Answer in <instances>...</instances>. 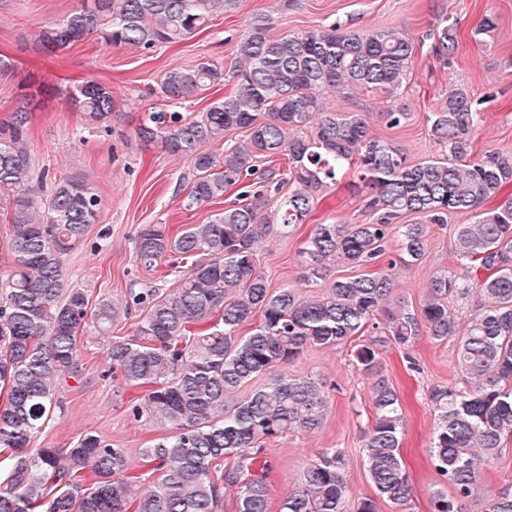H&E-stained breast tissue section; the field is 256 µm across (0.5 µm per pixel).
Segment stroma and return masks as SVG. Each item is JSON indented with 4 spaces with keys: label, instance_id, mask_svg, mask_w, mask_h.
<instances>
[{
    "label": "stroma",
    "instance_id": "35a3bbf8",
    "mask_svg": "<svg viewBox=\"0 0 512 512\" xmlns=\"http://www.w3.org/2000/svg\"><path fill=\"white\" fill-rule=\"evenodd\" d=\"M79 0H0V55L13 61V74L0 77V126L9 123L18 107L22 87L35 81L42 89L29 114L26 141L34 176L84 175L101 199L100 217L84 240L63 259L68 286L84 289L89 300L122 297L132 281L175 283L185 264L165 258L152 269L136 257L133 239L140 225L165 224L171 233L202 222L205 210L181 206L192 174L189 160L173 157L161 146H144L135 134L139 117L166 109L154 90L162 75L173 68L213 61L231 64L240 36L251 16L274 11L275 0H240L205 28L184 40L155 50L105 45L89 35L57 52L42 49L40 32L76 9ZM496 16L497 28L486 43H476L472 30L487 13ZM459 21L458 49L452 67H444L433 49L430 34L439 17ZM345 31L378 26L401 27L417 42L413 70L403 98L411 116L402 127L387 128L378 117L384 98L366 90L349 94L325 93L323 103L332 112L365 113L378 137L399 145L408 162L440 156L427 117L443 104L448 89L464 86L474 99L484 100V120L473 139L474 154L488 150L512 151V0H292L288 11L276 13L273 33H300L330 25ZM94 79L111 86L117 101L111 133H88L81 115L64 92L74 84ZM351 175L324 191L309 224L286 239H274L260 252V261L271 287L294 286L301 293L326 291L324 281L305 280L298 262L300 242L310 224L334 221L367 223L371 214L363 196L350 187ZM470 213L449 215L442 226H432L426 253L417 262L393 269L392 303L418 306L432 275L455 267L454 227L469 224ZM110 237L104 251L94 245L101 230ZM456 340L433 341L420 335L410 348L417 369L401 352L388 347L382 353L385 375L400 392L404 435L401 453L412 485V499L404 510L379 502L378 512H431L430 496L442 479L430 458V442L437 418L427 393L435 385H458ZM350 345L333 348L305 347L299 357L282 366L290 376H308L326 383L329 398L321 428L312 433L291 432L270 442L266 454L273 467L269 475L271 498L280 502L296 490L307 467L322 450L343 453L351 501L374 496V487L362 459V435L371 424L370 382L353 363ZM103 338L82 343L75 374L62 377L56 396L60 402L45 431L34 442L38 448H67L88 432L114 447L125 449L142 483L157 474L139 452L163 436L162 427L133 420L127 412L136 388L117 378L103 377L108 369Z\"/></svg>",
    "mask_w": 512,
    "mask_h": 512
}]
</instances>
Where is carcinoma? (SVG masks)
Here are the masks:
<instances>
[{
	"label": "carcinoma",
	"instance_id": "cac0c4a2",
	"mask_svg": "<svg viewBox=\"0 0 512 512\" xmlns=\"http://www.w3.org/2000/svg\"><path fill=\"white\" fill-rule=\"evenodd\" d=\"M238 0H81L78 10L41 31L43 47L67 48L96 32L110 46L152 50L173 44L210 23ZM458 21L444 16L432 33L437 58L450 64L458 48ZM274 19L255 16L237 43L235 66L214 62L164 73L159 93L180 103L220 82L234 92L202 112H150L136 126L139 141L157 143L191 160V186L182 200L196 210L237 187L234 205L189 224L179 234L164 224L143 225L134 239L146 267L178 255L190 268L172 288L130 287L120 302L89 304L81 288L67 286L63 257L97 223L100 199L81 176L31 186L32 167L24 110L0 128V198L8 201L16 232L8 246L9 270L0 279V448L10 450L0 477V512H224L226 492L235 512H271L266 445L290 431L311 433L324 421L325 385L288 376L277 367L307 346L334 347L368 337L352 356L371 380L374 422L363 437V462L376 496L357 512H378L377 500L407 505L410 486L400 447L399 392L382 374L380 349L407 350L421 332L433 340L458 339L457 368L470 390L435 385L428 398L437 416L431 461L450 491L431 496L432 512H512V485L483 487L480 461L512 441V153L473 156L483 121L482 102L463 87L448 91L429 117L432 136L446 154L407 162L402 149L372 134L361 112H327L320 92L378 91L380 119L390 129L410 116L399 91L412 73L415 43L401 28L363 32L340 26L276 37ZM72 105L92 129L112 130V87L87 79L74 86ZM312 128V135L302 130ZM246 132L238 141L225 137ZM220 143L224 152L202 149ZM288 159V179L262 168ZM346 169L365 189L367 224L310 227L298 256L307 280H324L336 264L364 272L335 279L318 296L273 288L261 268L260 249L273 235L284 239L313 214L319 193ZM474 214L455 230L462 271L443 269L428 282L417 308L393 305L388 269L370 271L393 244L408 262L425 255L433 224L448 215ZM406 214L423 222L399 224ZM477 294L482 307L461 324L449 303ZM134 318V332L112 329ZM108 336L112 373L144 390L129 400L136 421L168 428L141 449L159 478L136 491L124 449L87 433L71 447L35 448L53 416L58 382L73 372L81 335ZM266 381L244 396L252 379ZM224 473L215 477L218 466ZM346 462L333 449L319 453L297 490L278 512H349Z\"/></svg>",
	"mask_w": 512,
	"mask_h": 512
}]
</instances>
